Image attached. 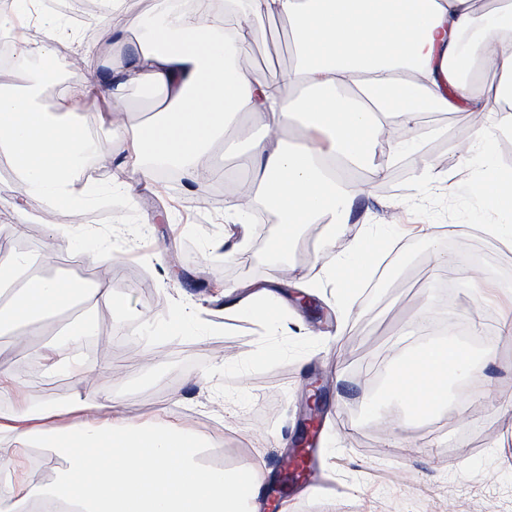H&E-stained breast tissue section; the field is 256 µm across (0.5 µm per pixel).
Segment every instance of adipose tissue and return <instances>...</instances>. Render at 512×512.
I'll return each instance as SVG.
<instances>
[{"label":"adipose tissue","instance_id":"ef3b65f1","mask_svg":"<svg viewBox=\"0 0 512 512\" xmlns=\"http://www.w3.org/2000/svg\"><path fill=\"white\" fill-rule=\"evenodd\" d=\"M215 2L199 0L196 10L183 12L177 0H165L147 17L148 36L131 62L104 79L90 74L65 96L98 97L108 111L120 112L128 85L161 92L166 105L152 126L132 137L116 124L112 136L136 153L150 145L153 157L181 169L250 114L266 135L243 166L281 216L278 252L293 249L298 225L321 216L348 223L362 188L342 180L335 164H362L389 119L413 123L425 105L497 113L496 129L476 133L484 160L499 135L512 133V111L504 107L512 100V48L505 42L512 37V0L482 15L477 0H223L220 9ZM261 13L288 17L297 46L296 64L268 76L238 66L258 36L239 20ZM46 31L47 41L29 44L20 56L23 93L0 89V150L15 163L19 196L75 209L92 192L79 182L92 143L82 125L39 103L44 75L29 60L54 59L56 28ZM489 70L499 75L492 92L482 79ZM297 117L308 133L305 145L271 139V131ZM477 188L481 205L501 217L489 232L511 249L512 170L485 169ZM377 250L374 237L350 243L336 279L356 286ZM1 295L7 302L0 330L37 325L77 298L112 300L108 288L32 276L27 256L8 249L0 251ZM477 375L465 348L427 344L396 364L389 392L409 416L422 418L446 408L450 378ZM96 414L107 416V426L93 424ZM64 417L69 425L58 427ZM37 436L65 463L47 486L17 475L12 465V453ZM201 449L199 435L178 423L149 427L124 417L108 390L91 404L78 394L65 403L21 402L0 414V512H17L37 495L77 512H256L269 475L262 455L225 469L200 465Z\"/></svg>","mask_w":512,"mask_h":512}]
</instances>
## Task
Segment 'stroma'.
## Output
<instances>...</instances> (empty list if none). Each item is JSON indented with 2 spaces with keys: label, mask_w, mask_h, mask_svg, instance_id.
Instances as JSON below:
<instances>
[{
  "label": "stroma",
  "mask_w": 512,
  "mask_h": 512,
  "mask_svg": "<svg viewBox=\"0 0 512 512\" xmlns=\"http://www.w3.org/2000/svg\"><path fill=\"white\" fill-rule=\"evenodd\" d=\"M51 2L66 25L57 43L62 78L44 82L41 94L43 106L54 111L65 88L93 73L108 74L110 58H128L156 0H127L123 36L99 43L100 53L91 56L84 46L103 28L100 14L80 24L65 11L66 0ZM251 22L266 35L253 45L250 70L291 67L287 17ZM75 57L82 69L72 68ZM125 98L122 123L135 132L162 105L160 93L137 85L127 87ZM104 110L88 103L71 115L96 150L119 162L115 176L85 167L81 178L95 192L79 213L52 208L39 196L18 197L12 159L0 152V240L25 246L38 261L53 230L68 232L82 248L63 256L85 270L94 250L110 249L117 262L109 286L121 302L88 306L86 315L107 327L75 342L63 333L70 323L64 313L35 337L9 331L0 363L19 372L21 398L63 401L79 393L91 399L108 389L134 422L168 419L203 436V465L261 453L270 472L261 512H273L281 461L299 433L305 386L319 378L326 393L314 457L305 478L288 491V512H319L320 503L305 495L311 487L334 500L336 512H512V334L497 330L512 309V250L483 230L500 217L481 209L475 195L477 125L468 110L421 113L412 152L396 156L391 141L377 142L370 166L354 173L366 191L349 223L332 233L322 223L299 227L294 250L278 263L261 258L277 238L278 221L251 224L240 234L224 221L234 199H213L211 186L165 190L153 180L131 197L115 192L118 177H130L138 159L127 142L111 137ZM254 132L248 121L234 127L199 165L233 171ZM425 159L434 163V180L425 177ZM228 235L242 242L233 265L220 249ZM370 236L386 242L384 274L375 288H360L352 303H343L331 270L346 259L350 242ZM173 251L181 256L175 268L168 261ZM285 266L307 276L323 318L291 307L268 324L227 311L241 286L278 280ZM474 279L484 284L478 300L468 288ZM180 305L192 309L194 329L168 335ZM423 312L437 324L436 338L471 349L484 379L469 389L452 387L459 416L403 422L385 384L404 353L410 319ZM48 344L64 356L53 367L40 358ZM29 357L33 371L20 373ZM70 357L82 363L81 374L70 373ZM14 464L21 473L36 470L45 485L62 467L37 440Z\"/></svg>",
  "instance_id": "obj_1"
}]
</instances>
